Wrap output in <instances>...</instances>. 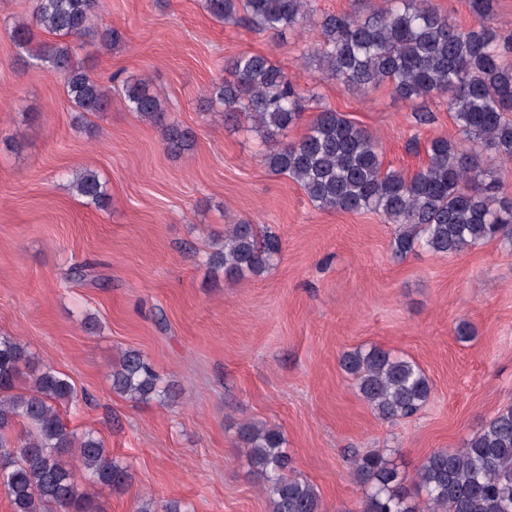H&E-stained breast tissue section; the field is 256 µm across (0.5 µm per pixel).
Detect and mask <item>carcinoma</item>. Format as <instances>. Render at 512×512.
<instances>
[{"instance_id":"carcinoma-1","label":"carcinoma","mask_w":512,"mask_h":512,"mask_svg":"<svg viewBox=\"0 0 512 512\" xmlns=\"http://www.w3.org/2000/svg\"><path fill=\"white\" fill-rule=\"evenodd\" d=\"M30 19L13 28L14 42L28 58L63 79L78 112L95 114L112 104V88L73 65L71 37L92 36L110 47L122 39L112 27H95L102 0H32ZM390 7L366 16H317L308 0H205L211 15L226 23L246 21L274 35L300 27L319 39L308 58L321 79L340 82L357 96L384 84L405 100L436 94L448 97V111L473 146L448 139L425 145L426 164L410 176L382 168L379 146L366 129L341 113L323 110L296 142L279 137L300 124L304 100L285 71L269 57L243 53L226 66L228 76L208 86L206 109L224 120L246 119L265 142L267 168L286 175L324 210L374 212L396 225L392 248L406 256L419 249L446 256L491 239L512 242V199L500 186L487 158L512 161V36L491 26L493 0H469L476 23L455 24L432 0H389ZM61 41L31 47L33 29ZM126 106L161 127L168 149L192 148V130L166 121V106L144 79L123 84ZM71 192L86 204L109 203L99 173H72ZM280 250L279 239L240 221L208 254L213 272L227 277L258 274ZM341 364L358 394L378 419L395 422L415 415L431 394L417 363L380 347L343 354ZM30 369L32 387L14 392L20 369ZM112 391L134 402L175 400L174 385L141 352L127 350L110 372ZM75 403L68 377L36 365L27 346L0 337V487L13 512H104L87 492L78 491L73 467L65 459L79 449L80 470L91 485L123 488L127 470L112 459L93 432L70 431L58 405ZM27 428L19 432V424ZM252 467L262 476L271 512H323L308 482L288 474L290 459L278 426L249 422L240 429ZM354 476L363 491L360 512H512V404L501 408L461 448L431 452L410 476L380 454L356 455ZM425 493L417 498L410 487ZM137 512H187L178 500L157 505L151 498Z\"/></svg>"}]
</instances>
